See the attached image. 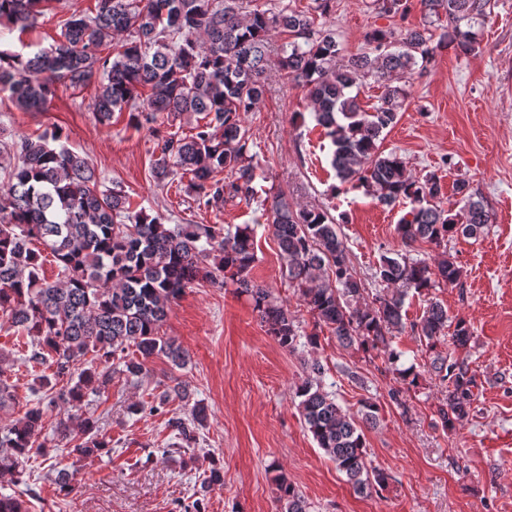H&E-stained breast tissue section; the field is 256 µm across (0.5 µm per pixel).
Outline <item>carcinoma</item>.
Instances as JSON below:
<instances>
[{"instance_id":"1","label":"carcinoma","mask_w":512,"mask_h":512,"mask_svg":"<svg viewBox=\"0 0 512 512\" xmlns=\"http://www.w3.org/2000/svg\"><path fill=\"white\" fill-rule=\"evenodd\" d=\"M45 2L0 0V25L22 31L35 25ZM422 3L428 18L438 19L442 11L448 16L438 41L428 28L376 30L369 36L370 51L346 58L335 33L315 28L301 11L245 14L244 0H96L95 14H72L49 48L28 57L0 52V92L25 112H42L57 83L78 88L95 81L94 112L104 123L124 110L137 125L163 112L193 114L196 126L188 136L153 130L158 185L183 184L206 207L226 198L249 200L257 165L242 115L255 111L265 95L269 36L278 29L288 34L278 67L307 89L314 118L334 147L332 166L340 184L361 186L387 206L409 202L397 225L402 245L439 246L459 232L481 234L490 224L489 212L464 180L456 190L465 205L455 214L444 209L440 177L411 175L402 156L379 150L381 136L397 123L407 98L402 75L429 64L440 47L474 51V26L487 17L490 0ZM365 76L382 89L371 112L352 93ZM61 139L54 130L0 143V165L10 179L0 194V313L26 332L23 360L43 368L36 376L39 401L0 427V474L18 479L32 458L46 455L38 437L48 426V408L82 407L88 387L108 389L117 372L137 380L155 355L184 365L185 352L159 329L170 303L200 278L229 280L248 294L282 348L295 350L301 338L288 307L251 278L256 253L249 226L232 231L221 224H164L133 208L123 190L100 189L95 168ZM269 215L284 273L315 326L329 329L341 346L357 345L392 365L400 354L391 349V339L404 328L409 291L422 294L440 280L459 281L460 270L448 258L431 265L395 250L383 254L375 270L392 292L362 305L364 285L327 212L296 210L278 195ZM45 251L57 266L52 281L43 274ZM447 328L448 312L436 301L411 326L435 352L431 368L446 393L439 414L453 429L470 415L475 380L451 354L436 351ZM470 337L467 322L457 319L452 344L463 347ZM321 374L322 366L312 363L311 376L296 389L305 428L356 492L386 487L388 476L367 464L365 428L376 424V405L365 401L358 415L347 413L322 390ZM398 375L405 388L391 397L400 405L420 373L411 365ZM205 419V407L196 402L167 425L189 446ZM101 421L90 414L73 427L61 419L56 428L75 442L71 451L107 455L112 438ZM275 481L283 512H308L286 476L278 474ZM0 512L27 508L18 496L0 493Z\"/></svg>"}]
</instances>
